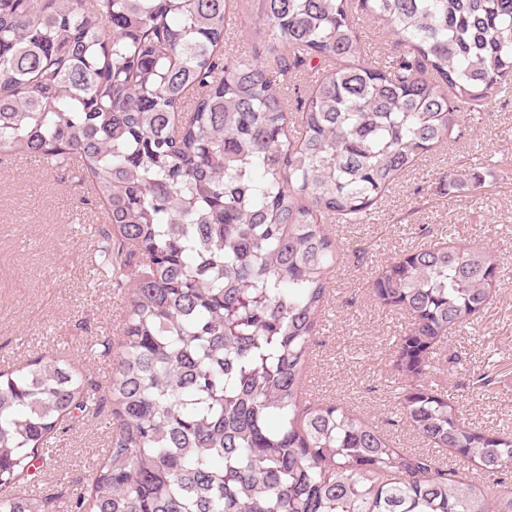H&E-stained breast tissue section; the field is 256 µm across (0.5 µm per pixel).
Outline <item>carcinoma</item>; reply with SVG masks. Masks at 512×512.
Wrapping results in <instances>:
<instances>
[{"label":"carcinoma","mask_w":512,"mask_h":512,"mask_svg":"<svg viewBox=\"0 0 512 512\" xmlns=\"http://www.w3.org/2000/svg\"><path fill=\"white\" fill-rule=\"evenodd\" d=\"M233 0H0V152L80 168L110 229L90 281L128 295L107 385L58 357L0 371V512H54L51 439L109 406L105 454L72 512H512L439 460L512 471V434L469 427L426 382L440 343L500 287L483 247L436 242L381 266L407 318L391 366L397 420L302 401L311 341L342 254L429 151L512 95V0H257L273 63L230 57ZM394 51L368 56L357 20ZM316 75L290 127L286 94ZM485 154L442 174L481 192ZM142 261L124 274L128 256ZM363 36L366 42V47L381 53H390L392 46V36L382 23L375 22L368 16L361 17L359 21Z\"/></svg>","instance_id":"cac0c4a2"}]
</instances>
